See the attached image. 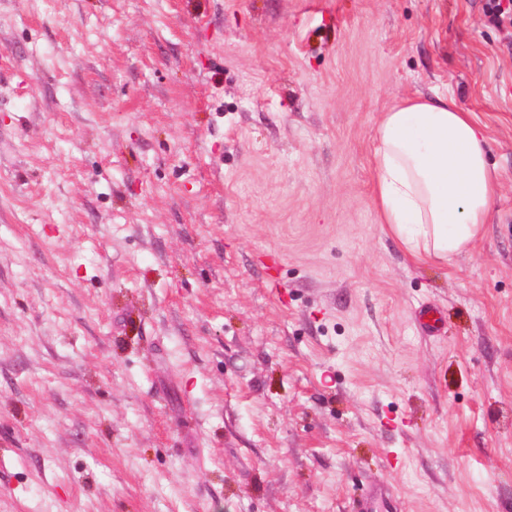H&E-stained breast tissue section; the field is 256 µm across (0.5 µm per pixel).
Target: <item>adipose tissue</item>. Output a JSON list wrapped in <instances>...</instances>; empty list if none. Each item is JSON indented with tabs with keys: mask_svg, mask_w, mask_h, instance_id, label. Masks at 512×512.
I'll return each instance as SVG.
<instances>
[{
	"mask_svg": "<svg viewBox=\"0 0 512 512\" xmlns=\"http://www.w3.org/2000/svg\"><path fill=\"white\" fill-rule=\"evenodd\" d=\"M371 160L378 221L414 262L448 264L482 237L499 183L485 126L453 99L381 113Z\"/></svg>",
	"mask_w": 512,
	"mask_h": 512,
	"instance_id": "ef3b65f1",
	"label": "adipose tissue"
}]
</instances>
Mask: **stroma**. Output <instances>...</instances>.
Instances as JSON below:
<instances>
[{"mask_svg": "<svg viewBox=\"0 0 512 512\" xmlns=\"http://www.w3.org/2000/svg\"><path fill=\"white\" fill-rule=\"evenodd\" d=\"M484 3L0 0V512H358L378 482L512 512V24ZM438 94L500 184L448 266L372 203L380 113Z\"/></svg>", "mask_w": 512, "mask_h": 512, "instance_id": "obj_1", "label": "stroma"}]
</instances>
